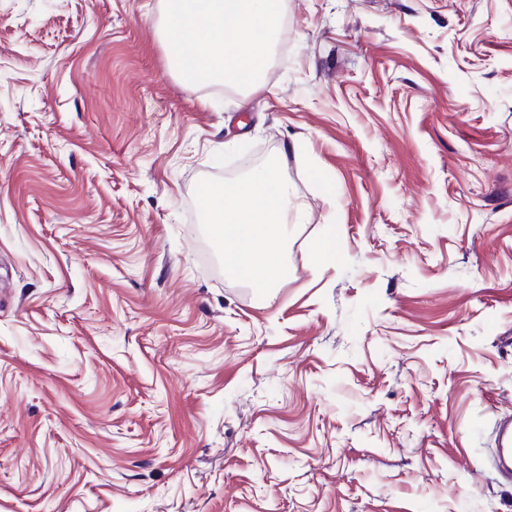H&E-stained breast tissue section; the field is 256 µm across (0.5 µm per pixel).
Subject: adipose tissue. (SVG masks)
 Listing matches in <instances>:
<instances>
[{"label":"adipose tissue","mask_w":512,"mask_h":512,"mask_svg":"<svg viewBox=\"0 0 512 512\" xmlns=\"http://www.w3.org/2000/svg\"><path fill=\"white\" fill-rule=\"evenodd\" d=\"M171 67L189 84L215 81L259 88L278 38L283 0H163ZM212 231L223 244L225 271L257 288L287 277L278 228L294 204L288 187L260 170L233 185L201 190Z\"/></svg>","instance_id":"ef3b65f1"}]
</instances>
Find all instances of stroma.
I'll list each match as a JSON object with an SVG mask.
<instances>
[{
    "mask_svg": "<svg viewBox=\"0 0 512 512\" xmlns=\"http://www.w3.org/2000/svg\"><path fill=\"white\" fill-rule=\"evenodd\" d=\"M161 0H0V512H512V0H285L253 93ZM303 207L263 292L200 190ZM498 448L500 450L499 474L506 479L512 477V430L509 422L497 426Z\"/></svg>",
    "mask_w": 512,
    "mask_h": 512,
    "instance_id": "1",
    "label": "stroma"
}]
</instances>
